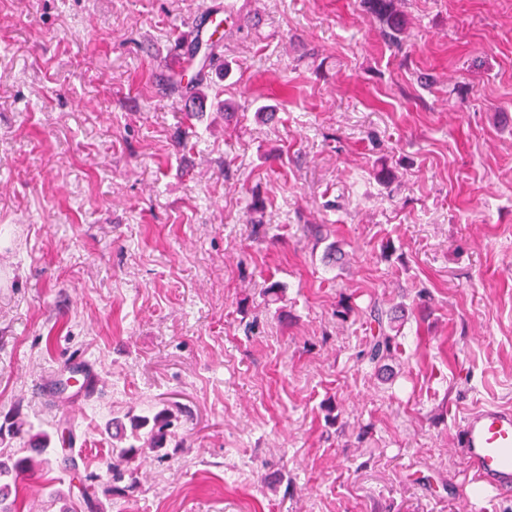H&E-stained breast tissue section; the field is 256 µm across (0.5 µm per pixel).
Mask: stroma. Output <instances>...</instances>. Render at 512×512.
Segmentation results:
<instances>
[{"label": "stroma", "instance_id": "35a3bbf8", "mask_svg": "<svg viewBox=\"0 0 512 512\" xmlns=\"http://www.w3.org/2000/svg\"><path fill=\"white\" fill-rule=\"evenodd\" d=\"M224 2L0 0V453L51 448L23 512H82L113 421L163 408L176 446L97 512H512L462 495L454 429L512 409V0H397L399 49L362 0H240L190 115L175 39ZM76 354L96 389L41 396ZM398 317L393 315L391 312L385 311V314L377 313L375 315V322H377V334L372 336V339L368 343L367 350L362 353V357L368 359L371 364L375 366H381L386 361L392 360L398 349V343L396 341V334L392 335L391 332L395 331Z\"/></svg>", "mask_w": 512, "mask_h": 512}]
</instances>
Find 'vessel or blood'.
Wrapping results in <instances>:
<instances>
[{
    "mask_svg": "<svg viewBox=\"0 0 512 512\" xmlns=\"http://www.w3.org/2000/svg\"><path fill=\"white\" fill-rule=\"evenodd\" d=\"M67 383L52 381L39 391L60 397L62 385L78 391L93 388V373L81 357L64 367ZM456 446L474 483L500 495H512V409L482 405L470 410L456 425Z\"/></svg>",
    "mask_w": 512,
    "mask_h": 512,
    "instance_id": "b4317fda",
    "label": "vessel or blood"
}]
</instances>
